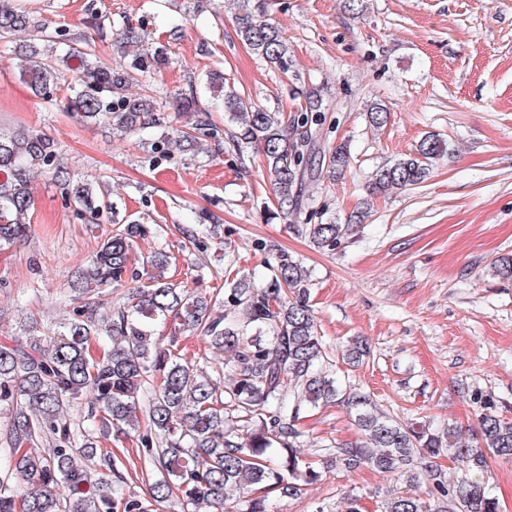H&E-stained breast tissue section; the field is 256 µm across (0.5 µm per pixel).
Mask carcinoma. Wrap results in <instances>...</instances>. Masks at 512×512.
Here are the masks:
<instances>
[{
    "label": "carcinoma",
    "mask_w": 512,
    "mask_h": 512,
    "mask_svg": "<svg viewBox=\"0 0 512 512\" xmlns=\"http://www.w3.org/2000/svg\"><path fill=\"white\" fill-rule=\"evenodd\" d=\"M237 2V37L267 65L288 71V40L264 4ZM88 24L136 53L114 66L89 52L86 37L67 28L48 33L14 0H0L1 41L34 33L13 46V56L19 78L38 97L128 137L167 126L160 91L141 95L130 87L134 76L149 77L168 64V48L150 41L142 27H113L99 12ZM206 88L237 123L232 141L261 149L277 208L284 214L301 209L298 186L318 170L293 134L307 139L323 131V100L307 95L287 123L280 112L255 107L225 86L219 72L208 75ZM453 154L450 141L428 134L415 153L372 173L370 193L417 185L433 162ZM324 159L328 176L342 174L347 145L330 147ZM38 173L51 175L77 211L117 225L79 274V287L85 293L123 285L129 290L112 310H76L55 337L0 342V408L9 412V447L0 450V512H151L155 505L180 512H197L201 505L208 512H278L271 494L296 497L326 474L303 453L297 423L329 404L345 406L363 435L359 443L336 447L332 466L400 476L413 471L428 486L427 497L398 494L382 512H500L479 479L489 458H512V421L497 414L493 399L473 392L482 413L477 432L464 440L450 425H403L369 393L346 392L328 373L309 305L310 271L286 251L271 254L265 283L231 282L217 305L170 282L162 252L142 258L145 274L131 271L133 244L151 233L150 225L118 220L109 197L72 181L57 142L44 134L0 132V250L26 235ZM348 228L323 221L314 208L303 224L313 245L326 251L336 250ZM160 325L169 328L165 345L155 336ZM187 334L228 354L224 384L185 360L180 342ZM85 399L88 430L78 445L66 407H80ZM111 434L137 444L139 457L160 472L149 498L127 488L125 464L100 450L99 438ZM39 439L49 444L44 452L33 449ZM445 454L465 473L448 479L439 464Z\"/></svg>",
    "instance_id": "carcinoma-1"
}]
</instances>
